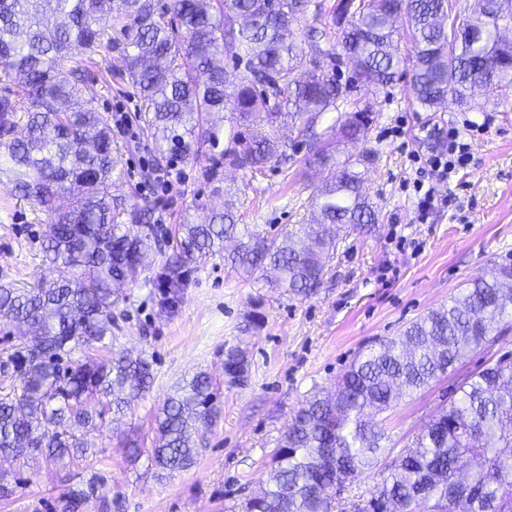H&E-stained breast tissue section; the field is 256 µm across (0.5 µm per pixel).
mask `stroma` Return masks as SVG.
Returning <instances> with one entry per match:
<instances>
[{
    "mask_svg": "<svg viewBox=\"0 0 512 512\" xmlns=\"http://www.w3.org/2000/svg\"><path fill=\"white\" fill-rule=\"evenodd\" d=\"M93 105L106 118L139 113L140 98L124 72L122 42L86 60ZM368 111L365 148L379 159L366 175L377 220L361 234L341 239L315 294L300 298L266 287L215 255L190 267L186 286L166 303L158 286L170 242L183 219L207 223L233 202L240 223L281 239L311 213V199L330 170L294 130L283 128L287 159H273L252 173L225 167L208 182V159L171 168L176 190L149 181L154 146L145 133L114 134L120 145V191L128 204L166 208L165 223L144 230L166 239L147 253L145 272L113 309L118 328L100 343L109 360L143 353L152 364L150 389L122 417H108L85 440L91 452L65 468L41 461L0 462L22 478L15 495L0 499V512H63L68 490L104 478L109 512H239L264 485L274 448L291 417L316 391L334 386L356 359L397 335L411 321L447 303L494 264L512 263V96L469 111L445 103L427 112L414 100L409 73L376 93L351 89L322 114L317 132L329 131L339 114ZM469 147L465 168L435 181L447 203L427 223L416 220V157L445 152L449 130ZM44 226L27 201L0 186V284L21 287L46 270L40 242ZM262 321L252 325L250 318ZM245 349L251 361L247 386L225 387L224 352ZM512 353V317L498 324L488 348L471 354L455 372L403 397L387 413L388 445L409 444L453 398L462 376ZM205 371L219 383L222 414L204 433L194 463L168 477L156 476L146 458L130 460L126 445L151 448L154 414L182 377Z\"/></svg>",
    "mask_w": 512,
    "mask_h": 512,
    "instance_id": "stroma-1",
    "label": "stroma"
}]
</instances>
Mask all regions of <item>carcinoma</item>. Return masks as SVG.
I'll return each mask as SVG.
<instances>
[{
	"instance_id": "1",
	"label": "carcinoma",
	"mask_w": 512,
	"mask_h": 512,
	"mask_svg": "<svg viewBox=\"0 0 512 512\" xmlns=\"http://www.w3.org/2000/svg\"><path fill=\"white\" fill-rule=\"evenodd\" d=\"M501 0H476V16L462 19L457 0H0V184L45 215L43 259L70 277L41 276L29 288L0 285V319L28 327L25 339L0 353V458L44 460L67 466L87 452L79 432L95 417L122 412L150 387L148 359L110 361L88 353L112 335V308L135 283L134 259L154 246L143 229L144 209L112 195L117 159L112 130L91 104L83 56L111 51L112 24H121L125 71L143 104V130L159 169L197 162L219 144L224 108L253 128L232 126L228 147L211 157L213 179L224 163L260 171L282 154L279 130L290 118L324 163L328 143L317 118L344 98L349 85L336 70L354 62V82L369 91L392 83L404 62L394 45L402 33L412 59L415 100L428 112L451 98L472 106L475 91L500 98L512 90V43L501 39ZM331 21L298 37L290 25L307 17ZM245 69L220 64L226 55ZM15 88H10V84ZM364 110L336 119L334 143L364 140ZM23 128L22 136L15 135ZM377 152L336 165L313 197L315 225L299 224L277 245L255 229L224 257L251 276L266 266L276 287L306 297L317 290L340 234H358L376 220L356 164ZM230 209L209 224L183 221L166 259L168 294L184 287L191 264L224 250L235 234ZM512 313V264H496L472 280L451 304L430 311L399 335L352 363L324 395L292 417L271 456L266 488L246 500L244 512H333L326 489L367 474L383 476L374 512H512V355L498 358L458 383L460 396L401 449L388 470L378 469L388 435L376 416L412 395L471 353L490 345L495 317ZM251 361L224 352V382L247 383ZM219 386L196 372L155 414L151 465L170 474L194 463L202 435L216 421ZM101 410H89L91 402ZM101 486L71 489L66 512L92 499L108 508Z\"/></svg>"
}]
</instances>
